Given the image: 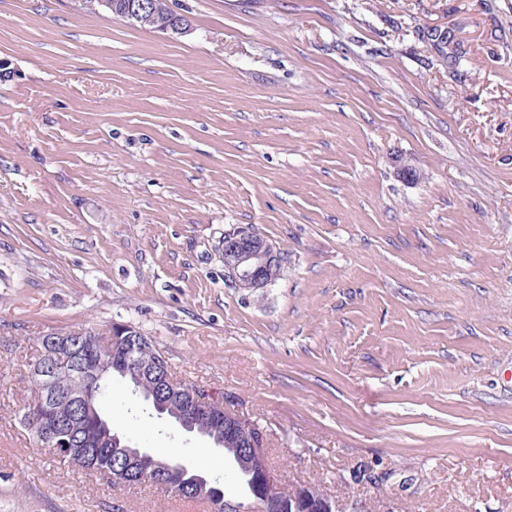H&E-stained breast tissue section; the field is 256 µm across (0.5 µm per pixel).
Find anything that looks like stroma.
<instances>
[{
	"mask_svg": "<svg viewBox=\"0 0 512 512\" xmlns=\"http://www.w3.org/2000/svg\"><path fill=\"white\" fill-rule=\"evenodd\" d=\"M173 2L188 36L0 0V512H210L22 424L40 337L115 323L256 421L283 486L512 512V0ZM239 227L285 256L268 287L224 276ZM106 409L239 494L123 383Z\"/></svg>",
	"mask_w": 512,
	"mask_h": 512,
	"instance_id": "stroma-1",
	"label": "stroma"
}]
</instances>
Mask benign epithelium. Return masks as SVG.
<instances>
[{
	"label": "benign epithelium",
	"mask_w": 512,
	"mask_h": 512,
	"mask_svg": "<svg viewBox=\"0 0 512 512\" xmlns=\"http://www.w3.org/2000/svg\"><path fill=\"white\" fill-rule=\"evenodd\" d=\"M150 6L148 0H126V18L137 20L150 12ZM281 263L280 250L266 238L247 228L226 233L224 271L236 282H244L250 288H265L278 278ZM135 332V327L131 325L116 323L111 337L105 340L93 337L88 342L81 371L87 376L96 375L94 357L100 351L112 348V337L133 336ZM69 338L70 335L61 332L45 334L42 342L49 347V351L44 360L32 369L33 377L40 379L47 388L51 403L46 409L29 414V429L36 435L39 446L50 450L72 447L71 438L79 430L73 406L92 408L88 389L65 382L76 367L73 354L69 351ZM182 403L192 429L201 434L204 433L203 424L209 420L213 411L225 415L230 427L226 438L228 447L243 449L242 456L237 458L239 465H245L243 458L259 456L264 452L266 433L255 428L247 435H241L237 431V422L241 421V417L224 410V400L196 397L184 399ZM145 464L153 471L179 475L181 483L190 481L200 486L206 483L200 471L191 474L178 462L147 459L138 452L126 456L124 471H136ZM253 484L262 501V512H347L339 498L326 495L315 498L306 491L304 484L284 489L270 471L263 475H253Z\"/></svg>",
	"instance_id": "7a95c632"
}]
</instances>
